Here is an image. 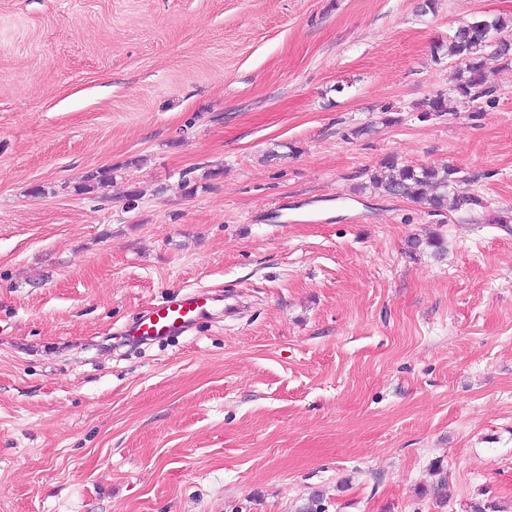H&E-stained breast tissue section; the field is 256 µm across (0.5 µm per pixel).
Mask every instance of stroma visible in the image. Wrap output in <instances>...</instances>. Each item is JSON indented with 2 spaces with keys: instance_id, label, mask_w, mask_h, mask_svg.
<instances>
[{
  "instance_id": "35a3bbf8",
  "label": "stroma",
  "mask_w": 512,
  "mask_h": 512,
  "mask_svg": "<svg viewBox=\"0 0 512 512\" xmlns=\"http://www.w3.org/2000/svg\"><path fill=\"white\" fill-rule=\"evenodd\" d=\"M419 2L0 0V512H512V67L417 110L512 0ZM199 285L241 313L108 347ZM506 27V21L500 17L476 19L459 24L448 36L447 56L457 63V82L453 88L455 100L471 104L469 109L475 107L470 112H482L474 103L491 101L497 92L484 78V52L491 48L497 58L506 64L512 63V42L495 38ZM458 168L448 165H406L389 158L376 172L369 175L368 187L382 194L401 197L422 204L434 215L457 210L463 204L479 205V198L465 196L460 184L467 179L459 176Z\"/></svg>"
}]
</instances>
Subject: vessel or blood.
Wrapping results in <instances>:
<instances>
[{
  "label": "vessel or blood",
  "instance_id": "vessel-or-blood-1",
  "mask_svg": "<svg viewBox=\"0 0 512 512\" xmlns=\"http://www.w3.org/2000/svg\"><path fill=\"white\" fill-rule=\"evenodd\" d=\"M231 310L222 291L206 287L181 289L145 308L117 332L116 338L137 345L183 336L200 321L223 317Z\"/></svg>",
  "mask_w": 512,
  "mask_h": 512
}]
</instances>
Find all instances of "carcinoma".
Instances as JSON below:
<instances>
[{"instance_id": "obj_1", "label": "carcinoma", "mask_w": 512, "mask_h": 512, "mask_svg": "<svg viewBox=\"0 0 512 512\" xmlns=\"http://www.w3.org/2000/svg\"><path fill=\"white\" fill-rule=\"evenodd\" d=\"M507 27L504 19H476L459 24L448 36V59L457 63V82L453 88L456 100L474 104L491 100L496 89L487 85L483 73V54L492 49L493 55L505 63H512V42L496 37ZM423 117L448 111V96L439 93L419 103ZM369 187L384 195L413 200L439 215L454 211L464 204L478 205L480 200L466 196L460 185L466 179L459 176V169L448 165H406L394 158L388 159L381 168L369 175ZM112 176L103 171L87 177L82 189L97 191L108 186Z\"/></svg>"}]
</instances>
